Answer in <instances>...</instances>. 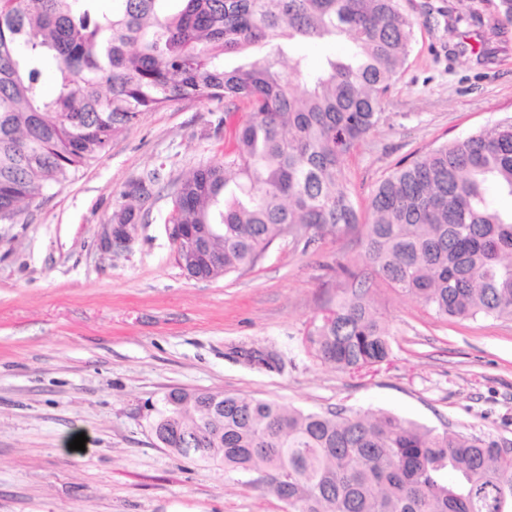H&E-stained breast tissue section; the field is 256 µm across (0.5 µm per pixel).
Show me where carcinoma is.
<instances>
[{"instance_id": "obj_1", "label": "carcinoma", "mask_w": 512, "mask_h": 512, "mask_svg": "<svg viewBox=\"0 0 512 512\" xmlns=\"http://www.w3.org/2000/svg\"><path fill=\"white\" fill-rule=\"evenodd\" d=\"M507 25L512 0H499L493 28ZM413 27L400 0H0V224L20 223L143 113L206 101L224 113L229 147L171 183L168 223L221 225L211 248L223 262L208 279L255 267L277 239L310 246L362 228L370 272L309 332L314 358L348 372L389 358L378 280L443 321L512 320V210L488 198L491 188L512 197V117L398 165L361 223L346 160L379 125ZM340 37L356 52L327 59L294 92L282 65L307 69L295 44ZM250 49L259 56L225 65ZM49 56L53 96L42 82ZM146 182L128 186L112 220H149ZM209 423L223 429L220 443L170 447L265 480L289 512H512V446L473 434L180 390L164 396L152 427Z\"/></svg>"}]
</instances>
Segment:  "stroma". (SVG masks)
<instances>
[{
	"label": "stroma",
	"mask_w": 512,
	"mask_h": 512,
	"mask_svg": "<svg viewBox=\"0 0 512 512\" xmlns=\"http://www.w3.org/2000/svg\"><path fill=\"white\" fill-rule=\"evenodd\" d=\"M414 20L383 118L347 159L359 206L396 164L512 117V26L457 33L448 14L498 0H401ZM220 115L182 100L154 112L23 223L0 224V512H288L246 476L161 448L150 408L173 389L324 411L390 412L512 444V321L443 322L385 283L391 335L377 371L315 360L305 337L369 267L357 233L311 246L274 241L251 270L188 278L175 260L167 185L224 155ZM148 223L128 248L98 234L149 170ZM85 434L84 450L70 449Z\"/></svg>",
	"instance_id": "obj_1"
}]
</instances>
